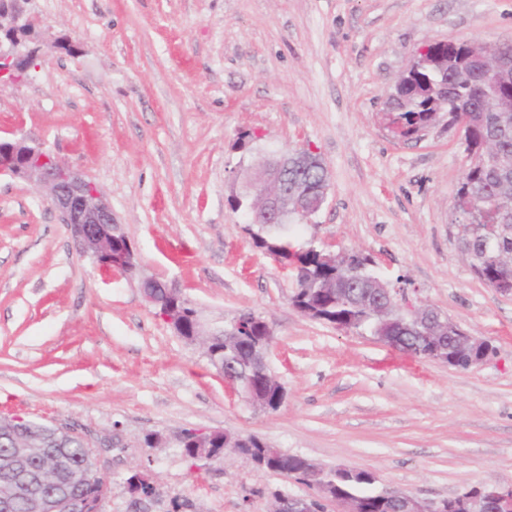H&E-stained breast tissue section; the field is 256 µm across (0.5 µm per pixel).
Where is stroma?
<instances>
[{"label": "stroma", "instance_id": "35a3bbf8", "mask_svg": "<svg viewBox=\"0 0 512 512\" xmlns=\"http://www.w3.org/2000/svg\"><path fill=\"white\" fill-rule=\"evenodd\" d=\"M40 69L0 87V135L17 132L95 182L143 275L183 286L206 323L244 312L272 328L287 395L273 414L233 398L199 346L137 280L79 255L44 189L0 177V413L97 441L112 481L149 465L164 498L196 512H272L308 486L227 455L194 476L188 426L254 433L324 468L368 469L378 488L441 500L512 483V296L462 257L455 197L470 163L447 117L419 137L385 126L418 48L512 43V0H31ZM251 134L240 144L242 134ZM312 146L329 175L301 247L369 256L392 288L434 306L491 352L461 370L305 317L292 284L228 205L272 151Z\"/></svg>", "mask_w": 512, "mask_h": 512}]
</instances>
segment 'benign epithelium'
<instances>
[{
  "instance_id": "obj_1",
  "label": "benign epithelium",
  "mask_w": 512,
  "mask_h": 512,
  "mask_svg": "<svg viewBox=\"0 0 512 512\" xmlns=\"http://www.w3.org/2000/svg\"><path fill=\"white\" fill-rule=\"evenodd\" d=\"M31 0H0V84H17L19 80L13 71L30 57H39V50L30 46L33 21L28 16ZM472 60L484 67L493 85H498L501 77L512 72V62L501 56L492 45L482 44L480 50L472 54ZM288 169V155H277V166L273 171L260 169L256 178L245 186L246 192L266 190L269 204L263 211V223L286 224L292 217L302 223H309L319 212L327 198V188L315 191L304 185L288 187L283 171ZM0 175L23 180L49 191L52 207L58 212L61 223L65 224L77 252L91 257L98 267L121 273L127 278L136 275L138 265L131 241L118 249H112V240L119 230L112 213V206L94 182L85 179L61 159L48 158L46 150L31 146L23 136L14 133L0 137ZM145 302L163 309L161 319L170 327L182 323V313L174 304L184 298L182 289L175 283L162 281L160 289L141 288ZM369 313L376 316L392 314L397 316L394 323L405 327V321L412 320L423 327L424 358L453 365L462 356L471 354L479 341L453 323L441 320L436 309L424 304L418 298H411L405 292L387 293L382 298L368 302ZM266 345L259 349L249 365V372L242 373L230 366L220 373L225 389L239 396L245 402L263 411L270 409L269 401L282 405L285 388L272 373L267 356L274 341L271 328L261 321ZM63 441L72 438L81 440L87 450L85 458L88 470L100 478L99 495L96 501L87 499L80 491L83 475L76 474L70 487L61 488L57 481L58 470L51 472L41 468L32 470L28 466L29 451L15 449L8 474L14 489L38 512H97L100 505L112 492L105 475L98 469L95 458L94 441L70 428H59ZM190 438L194 443L196 464L192 471L210 468L224 459V449L212 447L211 442L221 438L234 444L242 440V434L211 430L193 426L182 429L176 439ZM241 457L248 460L258 471H271L288 480V468L265 464V459L255 458L247 453ZM306 472L312 475L310 484L315 495L298 498L284 493L276 495L277 512H329L328 506L341 503L345 512H357L354 503L336 496L334 490L335 473H329L309 459L301 458ZM388 497L403 507L402 512H455L464 507L465 512H512V485L485 484L477 496L466 497L459 493L439 501L419 500L398 489L388 490Z\"/></svg>"
}]
</instances>
